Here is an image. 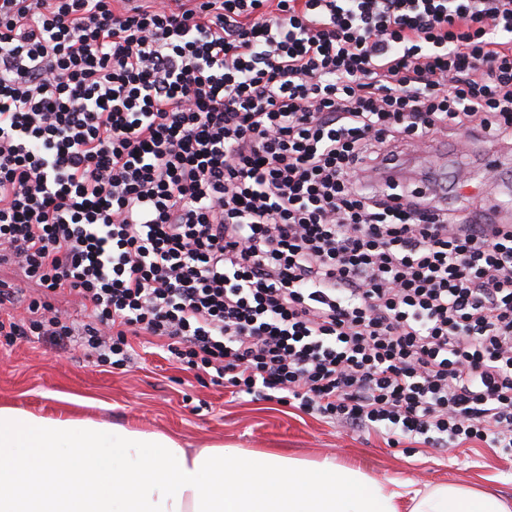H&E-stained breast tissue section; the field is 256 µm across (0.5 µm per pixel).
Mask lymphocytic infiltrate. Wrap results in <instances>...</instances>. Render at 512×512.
Masks as SVG:
<instances>
[{"label": "lymphocytic infiltrate", "mask_w": 512, "mask_h": 512, "mask_svg": "<svg viewBox=\"0 0 512 512\" xmlns=\"http://www.w3.org/2000/svg\"><path fill=\"white\" fill-rule=\"evenodd\" d=\"M440 139L512 146V0H0V338L512 450V224L405 177Z\"/></svg>", "instance_id": "1"}]
</instances>
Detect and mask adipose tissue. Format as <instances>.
Returning <instances> with one entry per match:
<instances>
[{
	"label": "adipose tissue",
	"mask_w": 512,
	"mask_h": 512,
	"mask_svg": "<svg viewBox=\"0 0 512 512\" xmlns=\"http://www.w3.org/2000/svg\"><path fill=\"white\" fill-rule=\"evenodd\" d=\"M0 512H512L471 487L0 407Z\"/></svg>",
	"instance_id": "1"
}]
</instances>
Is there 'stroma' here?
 Instances as JSON below:
<instances>
[{"instance_id":"35a3bbf8","label":"stroma","mask_w":512,"mask_h":512,"mask_svg":"<svg viewBox=\"0 0 512 512\" xmlns=\"http://www.w3.org/2000/svg\"><path fill=\"white\" fill-rule=\"evenodd\" d=\"M436 154L446 170L464 165L473 178L474 197H512V153L501 152L500 177L493 183L487 180L482 150L461 158L441 143ZM131 343L139 360L127 370L96 366L73 345H0V405L160 431L188 448H272L308 460L329 457L380 479H409L420 486L465 484L512 498V455L500 449L436 451L419 444L408 450L391 448L374 434L353 432L273 401L232 396L209 377L177 368L147 337L132 338Z\"/></svg>"}]
</instances>
